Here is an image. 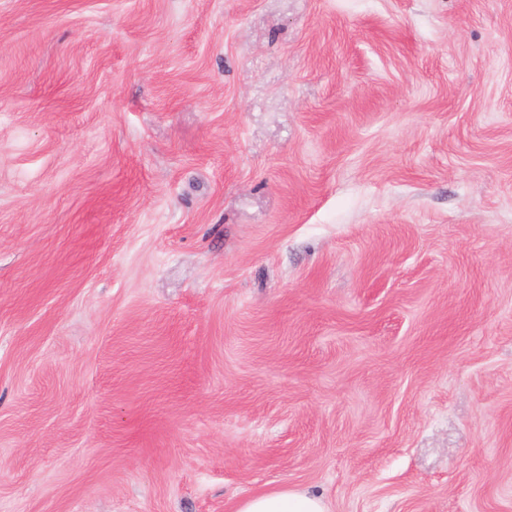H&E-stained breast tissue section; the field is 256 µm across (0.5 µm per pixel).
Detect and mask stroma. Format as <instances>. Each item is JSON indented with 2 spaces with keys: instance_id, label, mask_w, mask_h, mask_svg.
I'll list each match as a JSON object with an SVG mask.
<instances>
[{
  "instance_id": "35a3bbf8",
  "label": "stroma",
  "mask_w": 512,
  "mask_h": 512,
  "mask_svg": "<svg viewBox=\"0 0 512 512\" xmlns=\"http://www.w3.org/2000/svg\"><path fill=\"white\" fill-rule=\"evenodd\" d=\"M512 512V0H0V512ZM234 512H329L318 496L288 487L257 492L236 502Z\"/></svg>"
}]
</instances>
